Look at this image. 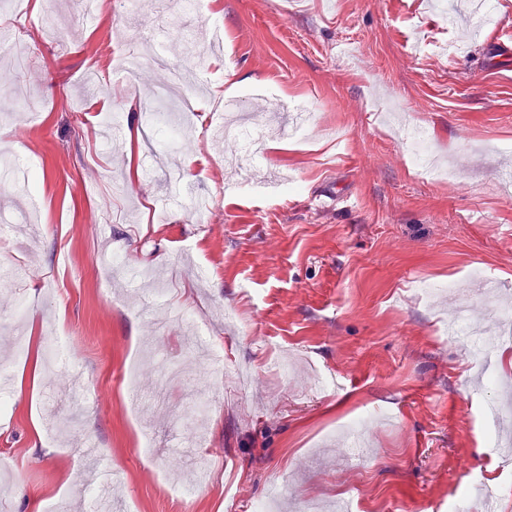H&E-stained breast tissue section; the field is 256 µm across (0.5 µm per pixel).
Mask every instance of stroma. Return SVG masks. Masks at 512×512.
I'll list each match as a JSON object with an SVG mask.
<instances>
[{
    "label": "stroma",
    "mask_w": 512,
    "mask_h": 512,
    "mask_svg": "<svg viewBox=\"0 0 512 512\" xmlns=\"http://www.w3.org/2000/svg\"><path fill=\"white\" fill-rule=\"evenodd\" d=\"M16 2L0 0L21 63L0 81V225L28 230L0 237V265L20 269L4 294L26 310L0 309L11 377L0 512H98L89 442L108 465L112 512H331L342 500L353 512H512V455L490 441L506 424L486 421L512 381V350L489 370L440 333L465 306L493 335L487 281L512 297V56L489 37L512 27V0H496L482 28L474 0H209L220 51L203 38L164 42L167 64L191 55L208 70L201 124L180 141L181 115L152 110L167 65L127 85L102 47L117 54L141 28H195L200 16L179 0H136L132 12L111 0L89 15L79 0H43L21 27ZM229 95L265 137L245 183L207 122ZM25 107L38 123L19 120ZM297 112L309 115L302 137L278 134ZM415 126L454 183L412 166L404 135ZM171 151L192 196L170 193ZM116 252L164 275V305L148 306L149 284L111 267ZM179 309L223 359L189 347L183 322L157 334ZM59 341L77 366L45 375ZM163 359L180 378L161 380ZM131 361L139 394L163 391V407L131 411L119 385ZM205 367L219 407L192 451L173 453L197 398L189 380ZM64 413L47 436L49 416ZM143 432L155 456L137 453ZM476 483L497 498L477 501Z\"/></svg>",
    "instance_id": "1"
}]
</instances>
